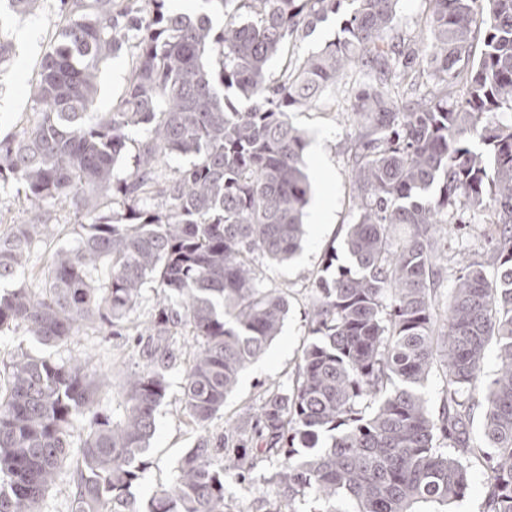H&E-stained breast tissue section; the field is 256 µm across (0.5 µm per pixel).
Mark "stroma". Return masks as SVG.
I'll list each match as a JSON object with an SVG mask.
<instances>
[{
  "label": "stroma",
  "instance_id": "stroma-1",
  "mask_svg": "<svg viewBox=\"0 0 512 512\" xmlns=\"http://www.w3.org/2000/svg\"><path fill=\"white\" fill-rule=\"evenodd\" d=\"M58 5L59 0H40L35 12L24 19L9 15L0 19V25L9 31L16 46V54L10 63L0 66V138L19 132L31 112V80L57 30ZM343 19L340 12L329 15L305 40L288 43L283 55L271 60L270 71L280 73L288 60L318 51L340 36ZM130 66L131 58L126 54L103 66L95 102L97 111H108L122 94ZM362 80L359 72H352L349 78L329 87L318 102L290 115L291 122L308 137L305 161L309 175L314 178L312 189L327 206L329 220L319 227L307 225L302 248L292 261L264 266L265 284L288 292V315L280 335L269 345L259 365L249 366L242 373L237 388L227 396L223 410L208 423L207 430L212 436L223 434L227 422L254 411L262 390L271 383L292 382L303 350L311 339L309 311L317 278L328 259H335L340 265L349 262L344 238L356 215L354 190L348 177L356 129L348 121L345 109L356 83ZM458 218V223L445 225L440 232L439 245L448 256V274L442 282L446 289L452 286L451 273L456 267L480 258L489 247L486 227L475 223L472 211L462 210ZM55 219L59 236L51 240L37 260L19 273L17 284L35 286L54 251L72 244L73 214L60 209ZM70 348L75 352L89 350L95 353L98 366L111 382L101 403L105 406L117 403L121 369L130 359L127 347L116 338L94 334L75 337ZM182 377V371L173 373L169 394L157 411L149 464L140 483L133 489L139 501H147L158 486L171 481L181 457L196 440L197 433L188 426L183 413Z\"/></svg>",
  "mask_w": 512,
  "mask_h": 512
}]
</instances>
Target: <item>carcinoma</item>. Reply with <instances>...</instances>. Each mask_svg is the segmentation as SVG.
<instances>
[{
    "label": "carcinoma",
    "instance_id": "cac0c4a2",
    "mask_svg": "<svg viewBox=\"0 0 512 512\" xmlns=\"http://www.w3.org/2000/svg\"><path fill=\"white\" fill-rule=\"evenodd\" d=\"M344 1L342 37L270 79L271 59ZM60 2L32 117L0 139V184L29 203L0 235V283L55 237L56 206L80 232L35 287L0 295V331L63 350L20 347L3 364L0 512H50L63 482L68 512H232L230 474L263 512H300L308 498L315 512H453L478 466L480 512H512V124L500 119L512 112V0H430L427 34L413 37L398 27L400 0H200L192 13L166 0ZM123 53L125 90L98 112L100 67ZM356 63L369 83L349 105L352 266L319 279L315 340L292 386L265 389L253 418L213 440L207 424L288 313V293L259 270L304 235L307 142L288 114ZM172 155L189 164L169 176ZM464 208L483 213L496 272L462 266L443 300L434 234ZM89 330L132 337L116 408L98 401L107 377L68 348ZM187 336L183 405L198 438L143 506L132 488ZM492 338L499 365L477 444L468 421ZM439 348L435 415L424 389ZM260 454L278 464L257 487Z\"/></svg>",
    "mask_w": 512,
    "mask_h": 512
}]
</instances>
